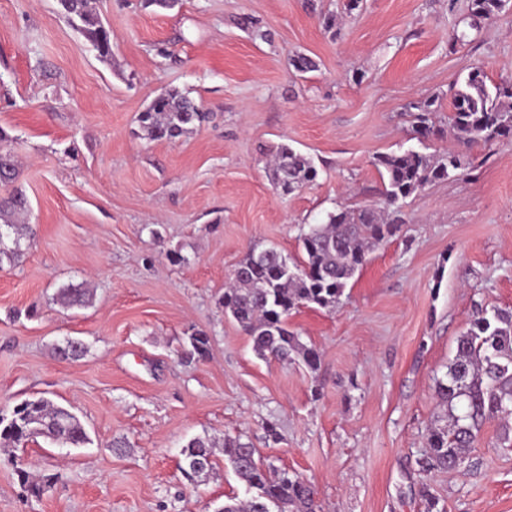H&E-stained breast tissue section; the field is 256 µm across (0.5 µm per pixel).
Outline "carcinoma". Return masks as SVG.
I'll return each instance as SVG.
<instances>
[{"label": "carcinoma", "instance_id": "cac0c4a2", "mask_svg": "<svg viewBox=\"0 0 512 512\" xmlns=\"http://www.w3.org/2000/svg\"><path fill=\"white\" fill-rule=\"evenodd\" d=\"M70 25L87 39L98 56L112 58V34L91 0H58ZM504 8V0H470L469 15L491 20ZM433 103L417 107L415 133H431ZM207 114L188 95L172 88L155 97L138 114L142 132L156 140H176ZM449 130L459 143L471 147L512 140V85L488 87L480 69L471 71L452 97ZM8 134L0 129V270L15 267L25 254L22 241L32 229L15 223L28 211L24 192L14 186L18 167L7 147ZM373 164L383 181L382 206L340 209L321 224H309L298 238L303 260L297 262L274 246L250 249L234 272V283L224 290L221 305L251 338L263 359L297 361L309 370L320 364L319 350L300 341L288 330V316L300 307L334 308L350 280L367 262L369 254L400 231L399 203L436 180L449 179L464 166L463 155L448 151L434 158L418 151L378 155ZM274 188L291 194L314 182L318 170L306 155L289 145L276 149L269 166ZM93 294L79 285L58 289L56 301L66 309L85 308ZM209 351L203 334L188 337L183 360H201ZM62 358L77 359L86 344L67 338L54 347ZM436 393L445 409L447 424L429 430L426 451L418 460L423 474L452 469L463 461L485 423L512 417V311L479 310L458 337L456 353L445 378L436 380ZM43 438L55 444L80 448L89 436L69 409L43 396L25 399L14 414L0 416V445L17 448ZM216 442L196 436L182 449L184 474L189 479L214 470ZM224 458L252 495L224 504L222 512H317L311 483L294 474L258 462L255 449L239 437H225Z\"/></svg>", "mask_w": 512, "mask_h": 512}]
</instances>
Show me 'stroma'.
I'll return each instance as SVG.
<instances>
[{
    "mask_svg": "<svg viewBox=\"0 0 512 512\" xmlns=\"http://www.w3.org/2000/svg\"><path fill=\"white\" fill-rule=\"evenodd\" d=\"M347 4L95 0L112 31L105 61L57 0H0V129L30 203L20 221L35 232L23 263L0 270V413L45 396L90 437L0 449V512H217L248 493L220 449L208 477H185L181 449L204 433L242 436L309 478L320 512H512L500 422L458 469L417 465L429 427L446 423L435 385L475 304L512 310V143L464 149L470 168L403 201L401 232L336 308L289 317L319 350L317 370L258 357L219 304L251 247L300 256L302 225L380 202L375 156L456 148L448 112L471 70L512 83V0L476 29L469 0ZM296 53L317 70L296 72ZM171 88L209 118L178 140L148 139L136 117ZM424 101L436 111L421 138L410 107ZM281 143L318 170L288 195L266 168ZM80 283L91 307L56 303ZM195 332L209 354L182 360ZM68 337L84 358L54 354Z\"/></svg>",
    "mask_w": 512,
    "mask_h": 512,
    "instance_id": "1",
    "label": "stroma"
}]
</instances>
